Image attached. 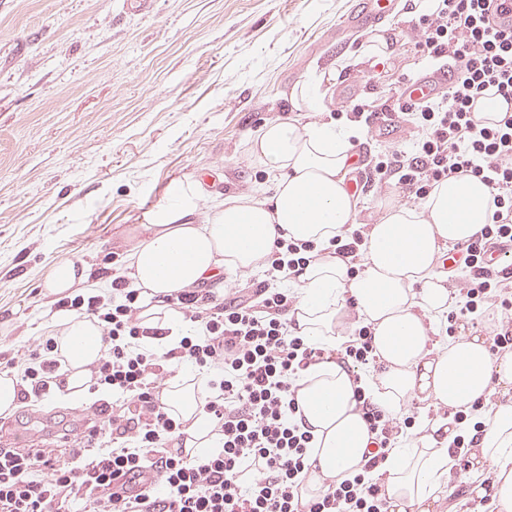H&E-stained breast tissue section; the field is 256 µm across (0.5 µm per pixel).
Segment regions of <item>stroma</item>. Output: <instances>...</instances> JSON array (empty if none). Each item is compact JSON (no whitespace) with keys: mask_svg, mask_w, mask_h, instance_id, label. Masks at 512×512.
<instances>
[{"mask_svg":"<svg viewBox=\"0 0 512 512\" xmlns=\"http://www.w3.org/2000/svg\"><path fill=\"white\" fill-rule=\"evenodd\" d=\"M357 0H0V363L51 335L60 316L45 283L55 264L127 271L131 228L171 179L212 190L269 191L249 139L287 117L292 88L369 32L346 28ZM413 0L378 29L392 51L325 83L302 121L346 123L354 104L399 93L429 64L411 40ZM94 394L23 402L0 435L26 446L78 427ZM494 474L459 471L434 512H471Z\"/></svg>","mask_w":512,"mask_h":512,"instance_id":"obj_1","label":"stroma"}]
</instances>
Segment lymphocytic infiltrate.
Here are the masks:
<instances>
[{"label": "lymphocytic infiltrate", "mask_w": 512, "mask_h": 512, "mask_svg": "<svg viewBox=\"0 0 512 512\" xmlns=\"http://www.w3.org/2000/svg\"><path fill=\"white\" fill-rule=\"evenodd\" d=\"M413 31L424 58L449 66L447 85L422 102L399 95L356 105L348 119L366 127L375 112H393L418 132L413 151L392 146L377 155L371 184L421 200L451 177L488 184L494 210L480 235L457 246L464 302L449 312L446 331L479 319L490 304L497 316L485 331L494 349L512 352V270L487 263L496 246L512 241V112L488 124L473 111L489 92L512 99V0H435ZM321 254L314 243L279 238L265 259L268 277L252 293L238 289L219 299L190 288L171 295L168 305L195 331L162 354L142 343L161 330L143 324L140 291L126 274H113L112 297L59 299L60 310L101 327L103 352L89 366L88 390L107 398L94 403L84 435L63 432L37 449L0 444V512H386L381 468L415 419L386 413L360 386L354 401L374 449L360 472L324 481L312 498L302 495L313 434L297 419L296 379L322 362L355 374L378 359L367 324L355 325L337 349L289 330L296 297L280 283ZM168 361L191 366L202 409L221 437L218 453L197 458L169 448L185 434L164 397ZM65 365L52 336L6 363L25 401L63 390Z\"/></svg>", "instance_id": "obj_1"}]
</instances>
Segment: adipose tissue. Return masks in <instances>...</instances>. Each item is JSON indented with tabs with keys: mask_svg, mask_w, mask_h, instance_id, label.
Listing matches in <instances>:
<instances>
[{
	"mask_svg": "<svg viewBox=\"0 0 512 512\" xmlns=\"http://www.w3.org/2000/svg\"><path fill=\"white\" fill-rule=\"evenodd\" d=\"M291 99L295 116L270 120L249 142L251 160L273 174L269 195L239 191L212 201L202 181L172 180L164 202L143 227L144 238L133 244V284L151 300L142 312L144 324L164 330L153 339L154 347L171 349L185 334L166 296L222 272L258 270L276 238L321 247L354 223L356 202L347 184L351 129L299 120V113L318 109L319 83L296 85ZM492 210L488 187L471 176L440 182L422 205L383 207L365 234L357 266L325 254L293 276L298 302L292 332L332 346L349 318L370 324L381 361L370 380L371 397L390 413L420 395L466 411L475 401L499 394L470 468L494 471L493 512H512V354L492 356L485 339L468 333L443 341L430 336L433 321L458 301L447 275L437 268V257L448 244L479 234ZM57 341L69 364L68 387L85 392L88 367L102 354L96 320L64 314ZM297 384L301 414L315 436L310 457L316 470L307 488L313 495L324 479L361 469L371 435L343 365H314ZM166 400L187 424L192 454L204 457L219 450L220 437L212 432L193 383L175 378ZM450 437L447 419L438 418L406 446L390 450L384 464L388 512H429L452 473Z\"/></svg>",
	"mask_w": 512,
	"mask_h": 512,
	"instance_id": "obj_1",
	"label": "adipose tissue"
}]
</instances>
